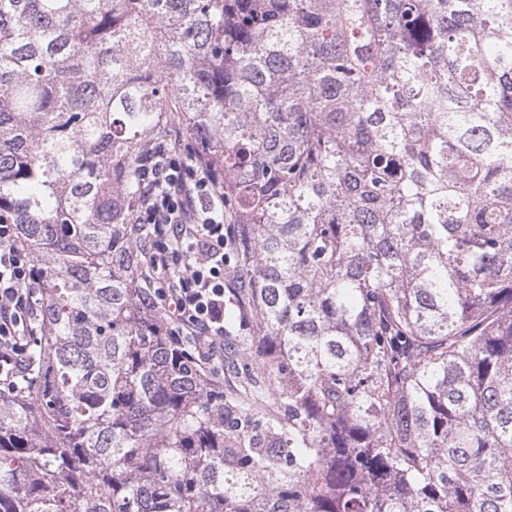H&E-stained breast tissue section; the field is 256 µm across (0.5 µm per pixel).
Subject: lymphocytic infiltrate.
<instances>
[{
  "instance_id": "lymphocytic-infiltrate-1",
  "label": "lymphocytic infiltrate",
  "mask_w": 512,
  "mask_h": 512,
  "mask_svg": "<svg viewBox=\"0 0 512 512\" xmlns=\"http://www.w3.org/2000/svg\"><path fill=\"white\" fill-rule=\"evenodd\" d=\"M144 256L163 286L158 294L176 341L189 342L208 368L224 350V196L211 171L188 154L159 145L141 172ZM37 262L15 225L0 222V388H18L36 336L32 291Z\"/></svg>"
}]
</instances>
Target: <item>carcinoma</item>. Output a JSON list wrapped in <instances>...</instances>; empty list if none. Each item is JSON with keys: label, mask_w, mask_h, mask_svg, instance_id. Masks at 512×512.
Returning <instances> with one entry per match:
<instances>
[{"label": "carcinoma", "mask_w": 512, "mask_h": 512, "mask_svg": "<svg viewBox=\"0 0 512 512\" xmlns=\"http://www.w3.org/2000/svg\"><path fill=\"white\" fill-rule=\"evenodd\" d=\"M176 126L234 390L132 223ZM0 215L40 328L0 512H512V0H0Z\"/></svg>", "instance_id": "cac0c4a2"}]
</instances>
